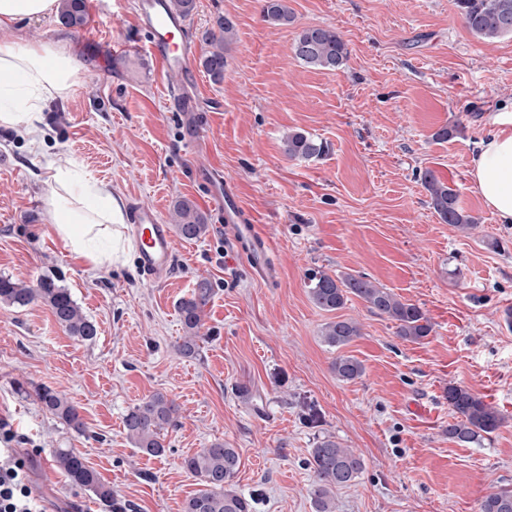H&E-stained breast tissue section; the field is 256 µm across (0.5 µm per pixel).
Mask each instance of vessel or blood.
<instances>
[{
	"label": "vessel or blood",
	"mask_w": 512,
	"mask_h": 512,
	"mask_svg": "<svg viewBox=\"0 0 512 512\" xmlns=\"http://www.w3.org/2000/svg\"><path fill=\"white\" fill-rule=\"evenodd\" d=\"M139 26L146 34L145 41H127L120 45L123 59L146 57L156 66L169 72L193 76L192 59L195 53L183 34L187 20L175 13L170 0H140ZM167 100L174 111L180 112L186 124L196 126L194 100L179 90H171ZM224 212V224L231 229L241 248L249 255L265 254L267 246L256 234L247 218L236 193L224 188L217 195ZM129 231L138 248L139 265L148 284L165 281L170 273L173 258V232L170 225L162 222L157 209L147 203H131L127 212Z\"/></svg>",
	"instance_id": "1"
}]
</instances>
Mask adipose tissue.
<instances>
[{"mask_svg":"<svg viewBox=\"0 0 512 512\" xmlns=\"http://www.w3.org/2000/svg\"><path fill=\"white\" fill-rule=\"evenodd\" d=\"M58 0H0V74L13 83L0 91V127L38 140L43 98L69 96L81 67L66 42L25 43L16 22L52 15ZM495 131L474 155L470 176L479 196L500 223L512 224V113L496 112ZM45 196L48 222L77 258L92 267L123 262L132 247L125 238L124 205L111 184L77 185L73 173L49 165Z\"/></svg>","mask_w":512,"mask_h":512,"instance_id":"obj_1","label":"adipose tissue"}]
</instances>
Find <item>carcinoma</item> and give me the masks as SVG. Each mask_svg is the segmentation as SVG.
<instances>
[{"label":"carcinoma","instance_id":"1","mask_svg":"<svg viewBox=\"0 0 512 512\" xmlns=\"http://www.w3.org/2000/svg\"><path fill=\"white\" fill-rule=\"evenodd\" d=\"M465 26L482 39L512 36V0H457ZM264 17L276 26H288L294 15L288 0H264ZM60 23L72 29L84 26L85 0H60ZM235 37V26L225 16L201 31L199 64L215 80L224 79L227 64L225 52ZM292 52L303 64L320 70L341 69L348 57L345 43L332 27L309 26L296 33ZM285 155L293 160H310L322 156L327 145L313 136L295 131L283 140ZM423 182L430 193L431 204L447 224L467 230L474 218L460 205L456 192L427 170ZM171 219L177 234L187 240L203 237L207 224L195 203L188 198L175 202ZM308 293L314 305L325 311L345 307L349 296L361 299L369 309L396 322L399 338L417 342L429 335L432 326L422 309L397 298L389 289L354 275L333 277L321 272L308 278ZM211 295L206 281L197 284L190 297L178 304L184 336L179 345L181 355L193 358L198 353L204 307ZM48 306L56 322L69 335L81 341H93L98 336L97 325L84 314L69 289L51 277H42L27 285L8 277H0V304L24 307L34 302ZM361 335L360 326L351 319L331 321L323 328L324 342L335 348L345 346ZM336 377L343 381L359 378L364 367L353 356H338L332 363ZM32 396L42 407L68 429L84 431L85 423L79 408L60 391L48 385L32 386ZM448 406L455 422L448 425V439L458 444L476 443L494 433L501 425L499 412L470 389L450 384L446 392ZM178 405L175 400L156 393L129 409L123 419L128 439L143 454L158 457L165 453V431L176 422ZM55 467L76 486L91 491L100 501L112 504V488L98 473L86 465L83 457L72 448H57ZM314 479L310 494L315 512H335L336 489L356 481L364 469V461L352 449L344 448L333 437L316 442L307 460ZM242 465L236 448L215 442L208 448L184 459V468L200 480L202 489L185 502L184 512H254L253 500L236 489L235 479ZM481 512H512V488H500L489 493L481 503Z\"/></svg>","mask_w":512,"mask_h":512}]
</instances>
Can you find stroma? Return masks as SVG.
I'll use <instances>...</instances> for the list:
<instances>
[{
    "mask_svg": "<svg viewBox=\"0 0 512 512\" xmlns=\"http://www.w3.org/2000/svg\"><path fill=\"white\" fill-rule=\"evenodd\" d=\"M136 0L113 17L89 12L78 30L57 16L22 22L31 43H71L82 84L42 109L39 145L0 128V276H50L98 326L68 335L42 303L0 305V447L32 458L47 512H183L199 481L185 457L221 441L242 458L238 489L255 512H313L306 460L318 438L354 449L364 470L336 492V512H481L490 491L512 487V224L498 223L473 188L471 158L512 108V36L487 41L464 25L457 0H288L292 25L270 24L264 0H196L191 33L222 15L236 24L223 81L197 69L188 91L203 140L188 142L166 106L182 79L147 78L140 63L112 69V44L142 38ZM307 26L336 28L348 58L311 69L292 43ZM458 126L442 141L435 133ZM326 142L321 157L291 160L288 131ZM76 165L169 219L191 199L208 226L175 239L169 281L146 285L137 257L94 269L47 222V161ZM433 170L477 224L444 223L422 182ZM226 180L271 251L264 270L237 250L213 197ZM362 276L421 307L432 331L418 342L350 297L318 309L308 277ZM212 286L196 357H183L177 310L199 280ZM361 335L339 350L321 330L336 317ZM362 377L339 380V354ZM470 389L504 422L479 442L449 440V384ZM46 384L76 404L86 432L68 430L24 388ZM161 392L179 407L160 457L127 438L126 411ZM73 448L114 495L100 502L52 462Z\"/></svg>",
    "mask_w": 512,
    "mask_h": 512,
    "instance_id": "35a3bbf8",
    "label": "stroma"
}]
</instances>
